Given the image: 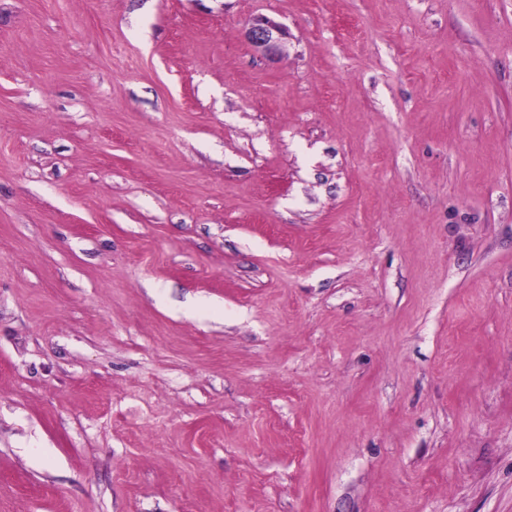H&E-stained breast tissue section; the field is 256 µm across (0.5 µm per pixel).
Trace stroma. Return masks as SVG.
<instances>
[{"label":"stroma","instance_id":"35a3bbf8","mask_svg":"<svg viewBox=\"0 0 512 512\" xmlns=\"http://www.w3.org/2000/svg\"><path fill=\"white\" fill-rule=\"evenodd\" d=\"M0 512H512V0H0ZM244 38L256 52L273 59L280 54L288 38V31L283 25L258 16L249 22Z\"/></svg>","mask_w":512,"mask_h":512}]
</instances>
